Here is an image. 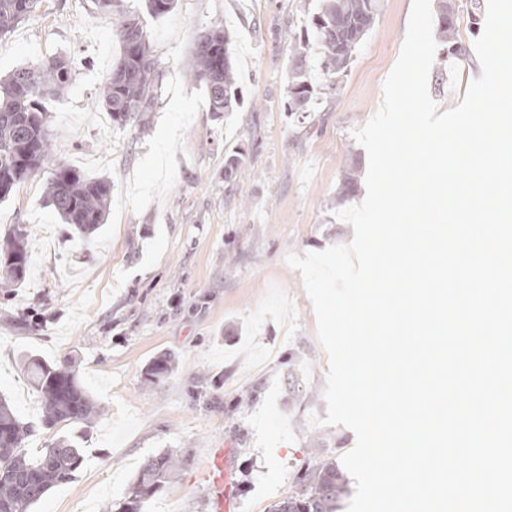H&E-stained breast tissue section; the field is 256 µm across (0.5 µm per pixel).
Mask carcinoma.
I'll return each mask as SVG.
<instances>
[{"label": "carcinoma", "instance_id": "carcinoma-1", "mask_svg": "<svg viewBox=\"0 0 512 512\" xmlns=\"http://www.w3.org/2000/svg\"><path fill=\"white\" fill-rule=\"evenodd\" d=\"M39 0H0V36L29 18ZM119 0H94L100 13L113 19V33L120 46L118 61L104 82L101 100L112 122H135L149 128V112L161 91L144 14L168 15L174 0H142L143 11L118 9ZM379 0H323L312 14L297 43V54L307 57L317 50L326 80L344 74L358 45L370 29ZM448 0H438L437 33L448 53L461 59L464 51L457 40V16L445 15ZM231 31L213 27L196 45L190 77L206 86L210 111L227 115L243 106L233 62ZM69 64L62 58L39 60L0 78V200L13 189L38 175L50 159V135L46 100L62 93L70 84ZM315 87L308 72L291 71L284 111L306 116L311 110ZM244 151L227 155L224 174L243 171ZM111 190L105 180L86 178L79 171L57 165L47 183V200L63 223L88 237L104 224ZM31 254L27 231L16 224L5 245L0 246V285L20 288L25 283ZM29 384L40 394L44 422L87 427L103 412L81 384L74 366L64 360L48 363L29 357L25 363ZM173 371L171 360L157 359L145 370V382L153 384ZM32 428L23 422L9 401L0 397V512H28L50 490L70 482L85 462L79 437L65 436L36 454L23 444ZM182 465L179 458L163 453L149 458L140 469L130 493L107 512H141L144 498L153 495ZM300 491L276 503L272 512H338L349 494L347 476L336 462L323 459L295 476Z\"/></svg>", "mask_w": 512, "mask_h": 512}]
</instances>
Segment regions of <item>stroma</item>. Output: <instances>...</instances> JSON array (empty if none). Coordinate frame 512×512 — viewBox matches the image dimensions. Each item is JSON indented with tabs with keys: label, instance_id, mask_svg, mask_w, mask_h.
Listing matches in <instances>:
<instances>
[{
	"label": "stroma",
	"instance_id": "35a3bbf8",
	"mask_svg": "<svg viewBox=\"0 0 512 512\" xmlns=\"http://www.w3.org/2000/svg\"><path fill=\"white\" fill-rule=\"evenodd\" d=\"M460 19V61L437 46L428 90L455 107L479 77L475 40L485 10L451 0ZM322 0H175L148 21L161 95L149 132L107 118L99 89L118 58L112 19L93 0H40L35 13L0 38V73L61 57L71 83L48 99L51 164L112 186L104 226L82 244L46 200L48 172L0 200V238L29 232L26 284L0 288V395L34 431L28 452L80 434L85 462L30 512H103L122 502L148 457L168 452L186 464L142 512H207L205 462L223 449L236 512H270L296 491L297 471L318 458L341 459L355 445L343 426H313L326 415L328 358L312 303L289 255L345 244L353 228L336 218L358 204V182L339 202L343 170L367 153L352 133L381 104L384 81L406 36L412 0H380L379 13L348 70L319 82L310 116L283 110L295 43ZM234 36L242 111L218 118L204 86L187 75L199 36ZM244 149L245 172L224 175L226 154ZM34 354L70 360L101 403L92 428L47 427L39 394L22 367ZM175 368L146 385L161 357ZM300 389L290 392L289 378Z\"/></svg>",
	"mask_w": 512,
	"mask_h": 512
}]
</instances>
